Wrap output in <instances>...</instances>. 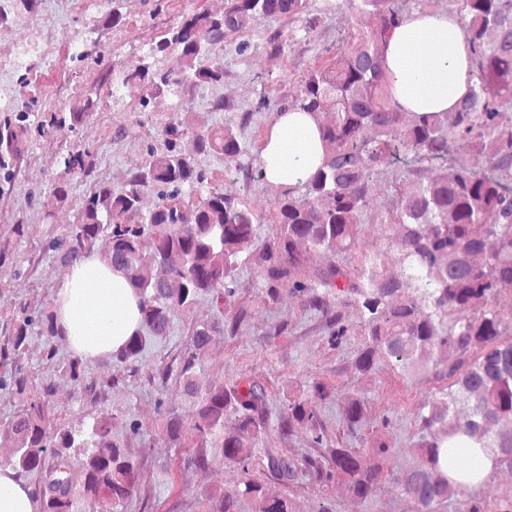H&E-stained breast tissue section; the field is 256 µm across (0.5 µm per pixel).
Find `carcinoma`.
<instances>
[{
    "label": "carcinoma",
    "instance_id": "cac0c4a2",
    "mask_svg": "<svg viewBox=\"0 0 512 512\" xmlns=\"http://www.w3.org/2000/svg\"><path fill=\"white\" fill-rule=\"evenodd\" d=\"M458 2L456 21L470 49L473 85L452 112L408 113L392 97L387 52L395 30L413 13L430 11L433 0H344L357 14L373 15L375 24L353 27L351 40L334 59L310 69L295 98L279 108L315 119L323 157L304 183L282 186L273 204L272 235L259 238L264 219L198 169L195 156L181 148L191 127L175 120L162 130L165 150L149 153L136 165L124 190L95 187L76 222L42 249L66 271L94 252L99 237H108L110 247L101 260L133 288L140 314L138 329L113 355L120 363L139 360L155 339L168 335L175 317L193 311L201 296L221 312L234 307L241 260L253 265L268 301H277L286 283L303 310L322 313L333 348L350 331L334 313L335 299L342 293L358 296L361 328L368 336L355 362L358 370L369 372L380 360L407 373L420 366L437 370V350L446 347L457 354L442 369L452 379L448 390L423 405V464L396 474L415 512H435L452 489L459 496L455 512H512V492L488 504L448 477L450 448H481L493 455L495 466L512 471V333L503 331L493 308L501 284H512V127L504 123L505 111L512 109V0ZM282 17L302 22L307 35L319 26L308 13V0H224V13H195L156 43L159 53L180 51L181 71L159 73L141 66L118 71L115 81L144 108L148 96L165 88L182 96L198 85L221 83L224 64L218 54L225 32ZM292 42L293 34L278 31L269 45L282 55ZM92 108V98L80 101L68 113L72 124L83 123ZM28 118L22 112L20 124L0 127V184L15 177L22 122ZM193 136L199 154L233 160L242 152L229 123ZM464 152L483 154L487 167L476 171L457 164L455 154ZM89 157L78 147L60 157L62 173L51 184L59 201L68 199L73 177L89 174ZM395 163L409 175L425 165L449 169L401 196L390 218L401 275L384 271V253L355 273L333 262L307 266L301 243L333 255L352 251L373 208L368 178L376 168ZM150 189L157 191L158 202L144 213L140 201ZM146 239L151 240L148 249ZM242 317L239 310L229 320H194L177 384L197 412L189 425L168 413L164 436L170 447L183 449L178 460L184 467L203 472L218 458L242 473L231 487L202 484L189 492L199 512H239L243 500L252 503L251 512H293L288 496L269 495L252 474L254 450L269 432L271 406L264 384L243 378L226 387L206 385L197 363V355L215 337L234 330ZM34 332L45 337V357L53 359V339L61 335L55 312L19 306L0 346V391L32 389L34 395L26 408L0 421V437L18 442L11 457L0 458V470L37 477V512H126L140 496L142 473L141 464L112 434L117 415L103 413L89 425L58 427L48 389L37 391L20 362ZM332 397L330 386L318 380L289 392L278 412V430L305 429L315 445H323L318 404ZM364 405L360 396L343 401L347 428L361 423ZM230 418L235 426L227 429ZM187 427L194 435L190 445L184 440ZM74 452L83 455L79 483L70 473ZM390 456V448L373 435L361 448H327L318 458L286 457L271 448L265 452L267 472L281 484L306 479L322 489L341 482L362 503L376 496Z\"/></svg>",
    "mask_w": 512,
    "mask_h": 512
}]
</instances>
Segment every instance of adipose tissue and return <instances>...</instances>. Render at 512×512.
I'll return each mask as SVG.
<instances>
[{
    "label": "adipose tissue",
    "mask_w": 512,
    "mask_h": 512,
    "mask_svg": "<svg viewBox=\"0 0 512 512\" xmlns=\"http://www.w3.org/2000/svg\"><path fill=\"white\" fill-rule=\"evenodd\" d=\"M387 66L396 101L414 112L459 107L472 82L471 62L459 25L440 14H414L390 41ZM318 127L304 112L279 114L263 149L271 181H306L321 160ZM57 326L86 357L115 354L139 324L137 297L126 279L94 258L72 266L56 292Z\"/></svg>",
    "instance_id": "1"
}]
</instances>
